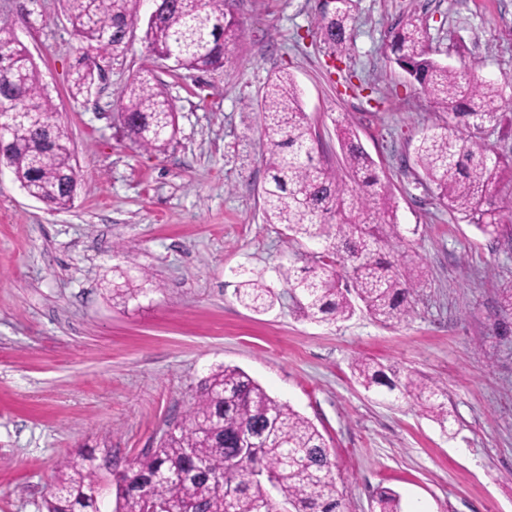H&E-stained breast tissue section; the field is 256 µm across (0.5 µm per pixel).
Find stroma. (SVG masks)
I'll return each instance as SVG.
<instances>
[{"mask_svg":"<svg viewBox=\"0 0 512 512\" xmlns=\"http://www.w3.org/2000/svg\"><path fill=\"white\" fill-rule=\"evenodd\" d=\"M319 0H236L242 37L216 72L150 62L178 116L167 154L133 149L119 98L146 62L143 28L104 61L85 97L69 92L78 39L59 0H0L32 54L71 136L81 188L52 212L0 170V512H45L51 477L87 450L110 458L111 481L181 419L197 385L236 366L323 434L344 512H372L377 492L402 512H512V228L488 236L421 186L415 148L439 110L385 48L415 15L433 58L480 61L503 108L481 135L512 157V0H357L352 43L337 54L316 33ZM286 72L339 165L352 127L396 207L404 251L420 264L408 318L385 325L304 317L280 266H303L320 244L266 223L267 179L255 108ZM260 271L278 297L256 313L236 298ZM149 283L137 299L114 288ZM373 358L447 391L448 423L386 387L365 390L352 365Z\"/></svg>","mask_w":512,"mask_h":512,"instance_id":"35a3bbf8","label":"stroma"}]
</instances>
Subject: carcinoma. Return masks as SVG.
<instances>
[{
  "label": "carcinoma",
  "instance_id": "carcinoma-1",
  "mask_svg": "<svg viewBox=\"0 0 512 512\" xmlns=\"http://www.w3.org/2000/svg\"><path fill=\"white\" fill-rule=\"evenodd\" d=\"M233 0H172L146 23L147 59L175 55L177 69L217 71L229 63V48L241 37ZM81 47L70 92H89L102 77L99 62L126 51L128 28L139 19L141 0H62ZM355 0L321 5L318 29L325 44L349 47ZM427 29L413 14L390 32L394 62L416 81L448 122L430 127L418 141L416 157L438 204L492 236L512 224V209L497 203L512 190V157L491 151L477 135L496 121L502 103L496 83L474 62L455 68L426 50ZM268 178L262 188L268 224H283L294 235L316 241L323 252L308 265L283 271L304 316L347 320L354 300L384 324L410 313L416 267L405 255L389 262L384 246L403 237L391 197L380 187L374 161L351 129L340 138L341 165L316 159L318 141L304 112L299 89L288 73L272 76L258 105ZM0 154L16 180L51 211L67 210L78 190L77 161L38 67L6 22L0 23ZM118 119L139 151L161 155L176 138L178 117L165 88L145 64L133 75L118 108ZM238 301L253 311L273 305L264 274L236 288ZM354 373L369 389L383 384L374 361H355ZM427 412L444 415L446 391L435 381L408 374L386 384ZM324 436L305 416L272 397L237 367L220 366L195 392L181 421L168 427L156 447L126 470L113 474L115 512H342L344 491ZM102 478L93 456L66 461L50 485L47 512H100ZM376 512H401L400 495L386 488Z\"/></svg>",
  "mask_w": 512,
  "mask_h": 512
}]
</instances>
